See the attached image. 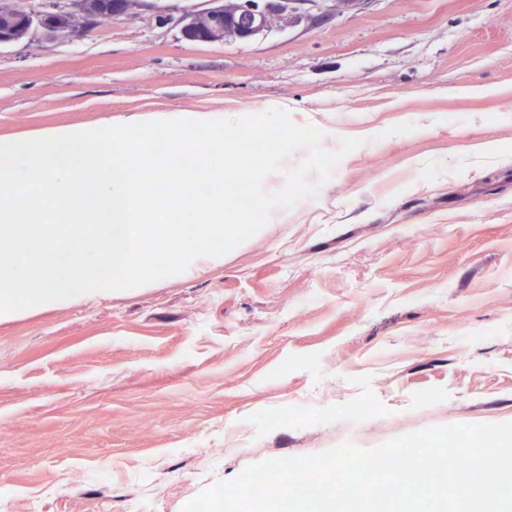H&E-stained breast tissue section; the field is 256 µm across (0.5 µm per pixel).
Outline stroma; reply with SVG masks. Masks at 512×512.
Segmentation results:
<instances>
[{
	"mask_svg": "<svg viewBox=\"0 0 512 512\" xmlns=\"http://www.w3.org/2000/svg\"><path fill=\"white\" fill-rule=\"evenodd\" d=\"M207 6L0 46V142L280 108L363 144L221 257L0 314V512H181L267 458L512 421V0H300L184 40ZM300 0H241L238 9L239 19L234 34L240 39L253 38L264 31L276 18L288 15L292 4Z\"/></svg>",
	"mask_w": 512,
	"mask_h": 512,
	"instance_id": "1",
	"label": "stroma"
}]
</instances>
